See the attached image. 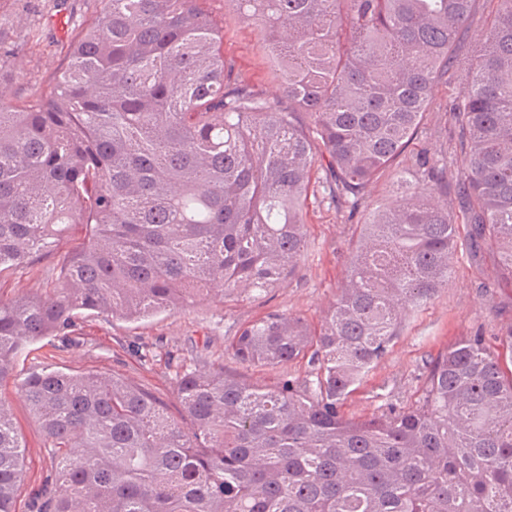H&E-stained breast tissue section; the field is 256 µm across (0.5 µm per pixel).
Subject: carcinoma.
<instances>
[{
    "label": "carcinoma",
    "mask_w": 512,
    "mask_h": 512,
    "mask_svg": "<svg viewBox=\"0 0 512 512\" xmlns=\"http://www.w3.org/2000/svg\"><path fill=\"white\" fill-rule=\"evenodd\" d=\"M265 35L267 96L224 57L200 0H104L68 62L26 104L0 98V274L83 248L52 293L0 299V380L85 311L138 321L265 292L307 254L311 173L353 210L421 133L448 71L466 157L459 214L423 155L366 211L349 276L319 330L270 313L230 345L241 365L304 359L271 386L203 361L176 379L180 417L114 376L43 366L18 395L39 423L53 491L31 512H512V327L432 357L412 407L344 415L402 320L455 275L459 226L512 281V0L474 61L456 54L475 0H225ZM23 448L0 402V512Z\"/></svg>",
    "instance_id": "obj_1"
}]
</instances>
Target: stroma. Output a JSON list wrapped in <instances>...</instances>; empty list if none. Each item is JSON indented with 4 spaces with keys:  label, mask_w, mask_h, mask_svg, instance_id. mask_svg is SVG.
<instances>
[{
    "label": "stroma",
    "mask_w": 512,
    "mask_h": 512,
    "mask_svg": "<svg viewBox=\"0 0 512 512\" xmlns=\"http://www.w3.org/2000/svg\"><path fill=\"white\" fill-rule=\"evenodd\" d=\"M204 6L224 23V55L236 65L241 80L265 94H274L278 78L272 72L260 32L238 20L224 0H205ZM102 7L101 0H0V94L13 103L30 101L56 80L75 30L86 27ZM460 88L458 77L438 85L434 104L426 112L423 132L410 145L413 153L444 160L450 212L460 209L459 178L462 155L448 112V98ZM308 200L306 228L309 253L298 272L263 294H245L223 303L199 301L173 314L161 313L139 322L88 313L69 335L45 339L20 357L17 370L52 365L77 371L115 375L160 397L172 416L180 406L172 390L179 372L199 358L223 363L230 373L273 382L304 375L303 362L285 369L242 368L228 347L237 332L277 311L305 317L319 326L348 276L349 257L360 233L359 215L349 214L325 198L321 174H314ZM84 237L82 226H72L57 247L32 268L0 275V297L41 294L54 288L63 260ZM512 326V283L498 276V258L486 251L471 257L459 243L456 273L447 288L405 322L386 356L349 396L344 407L352 417H364L390 402L412 406L420 394L427 360L464 336L500 335ZM0 401L10 405L15 427L25 446L24 481L15 512H30L45 484L49 464L47 444L38 424L17 394L16 379L0 383Z\"/></svg>",
    "instance_id": "obj_1"
}]
</instances>
